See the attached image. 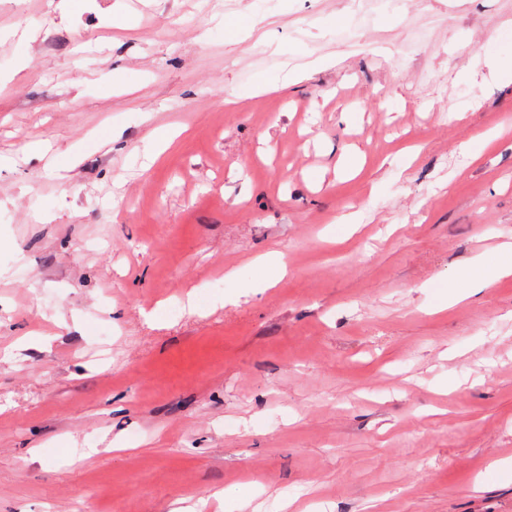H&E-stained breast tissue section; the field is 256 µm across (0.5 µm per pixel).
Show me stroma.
I'll use <instances>...</instances> for the list:
<instances>
[{
    "mask_svg": "<svg viewBox=\"0 0 512 512\" xmlns=\"http://www.w3.org/2000/svg\"><path fill=\"white\" fill-rule=\"evenodd\" d=\"M60 2L0 0V512H512V276L448 300L512 0Z\"/></svg>",
    "mask_w": 512,
    "mask_h": 512,
    "instance_id": "stroma-1",
    "label": "stroma"
}]
</instances>
